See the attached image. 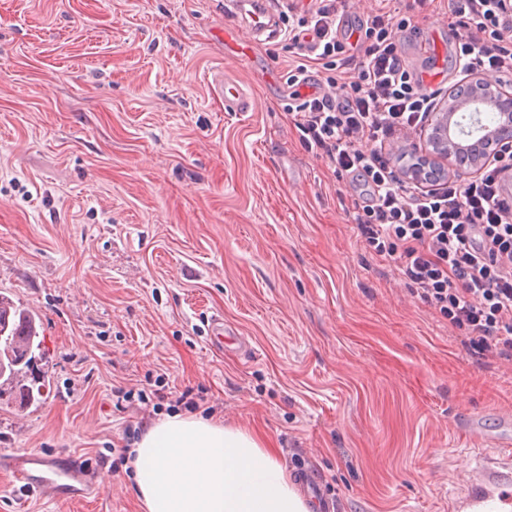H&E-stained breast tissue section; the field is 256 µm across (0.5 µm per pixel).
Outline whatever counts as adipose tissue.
Returning <instances> with one entry per match:
<instances>
[{
  "mask_svg": "<svg viewBox=\"0 0 512 512\" xmlns=\"http://www.w3.org/2000/svg\"><path fill=\"white\" fill-rule=\"evenodd\" d=\"M133 454L144 512H310L277 456L242 427L176 413Z\"/></svg>",
  "mask_w": 512,
  "mask_h": 512,
  "instance_id": "ef3b65f1",
  "label": "adipose tissue"
}]
</instances>
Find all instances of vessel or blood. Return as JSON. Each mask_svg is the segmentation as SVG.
Masks as SVG:
<instances>
[{
    "label": "vessel or blood",
    "mask_w": 512,
    "mask_h": 512,
    "mask_svg": "<svg viewBox=\"0 0 512 512\" xmlns=\"http://www.w3.org/2000/svg\"><path fill=\"white\" fill-rule=\"evenodd\" d=\"M218 35L224 40L227 55L248 60L250 43L237 29L227 27L219 30ZM218 91L224 97L225 111H251V100L238 84L221 83ZM0 467L11 471L20 490L48 496L61 503L82 500L105 486L100 468L66 453L46 455L21 450L0 456ZM456 507L458 512H512V463L503 471L474 463Z\"/></svg>",
    "instance_id": "vessel-or-blood-1"
}]
</instances>
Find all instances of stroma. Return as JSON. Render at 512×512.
Listing matches in <instances>:
<instances>
[{"mask_svg": "<svg viewBox=\"0 0 512 512\" xmlns=\"http://www.w3.org/2000/svg\"><path fill=\"white\" fill-rule=\"evenodd\" d=\"M415 24L402 59L441 69L440 93L445 4ZM224 26L253 64L226 57ZM273 26L228 0H0V293L38 315L48 378L37 404L0 400V453L107 459L101 496L73 505L0 473V512H142L120 452L187 389L330 512H452L468 422L512 437V359L466 346L365 248L265 73L295 60ZM219 73L252 111H225ZM217 317L247 350L210 347Z\"/></svg>", "mask_w": 512, "mask_h": 512, "instance_id": "1", "label": "stroma"}]
</instances>
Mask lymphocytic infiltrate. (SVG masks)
Here are the masks:
<instances>
[{"instance_id":"lymphocytic-infiltrate-1","label":"lymphocytic infiltrate","mask_w":512,"mask_h":512,"mask_svg":"<svg viewBox=\"0 0 512 512\" xmlns=\"http://www.w3.org/2000/svg\"><path fill=\"white\" fill-rule=\"evenodd\" d=\"M459 77L512 75V0H450ZM413 19L380 6L343 32L336 0H311L284 33L301 52L288 72L294 127L334 176L362 182L353 220L366 246L414 295L485 354L512 358V196L494 160L468 179L403 181L389 147L423 130L437 103L406 68ZM345 79H338V72Z\"/></svg>"}]
</instances>
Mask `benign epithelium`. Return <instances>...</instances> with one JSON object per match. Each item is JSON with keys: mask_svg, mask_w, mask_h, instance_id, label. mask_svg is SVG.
Returning a JSON list of instances; mask_svg holds the SVG:
<instances>
[{"mask_svg": "<svg viewBox=\"0 0 512 512\" xmlns=\"http://www.w3.org/2000/svg\"><path fill=\"white\" fill-rule=\"evenodd\" d=\"M427 131L422 163L402 177L422 181L447 169L468 177L481 161L512 153V94L471 76L448 90L445 104L430 114Z\"/></svg>", "mask_w": 512, "mask_h": 512, "instance_id": "1", "label": "benign epithelium"}]
</instances>
